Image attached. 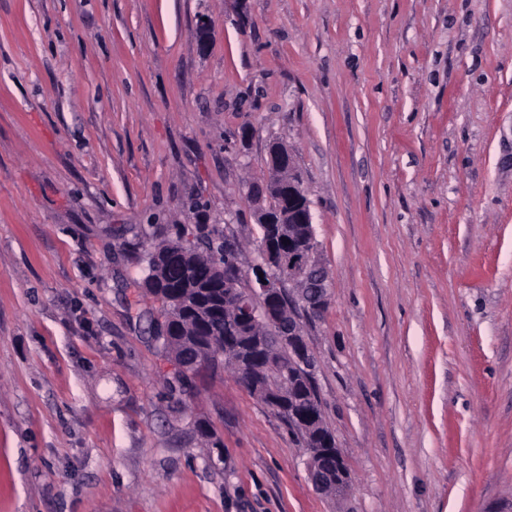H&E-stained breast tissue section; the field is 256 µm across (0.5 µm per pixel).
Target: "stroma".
I'll return each instance as SVG.
<instances>
[{"label":"stroma","instance_id":"stroma-1","mask_svg":"<svg viewBox=\"0 0 512 512\" xmlns=\"http://www.w3.org/2000/svg\"><path fill=\"white\" fill-rule=\"evenodd\" d=\"M274 140L340 500L229 369L169 389L141 286L255 250ZM0 512H512V0H0Z\"/></svg>","mask_w":512,"mask_h":512}]
</instances>
